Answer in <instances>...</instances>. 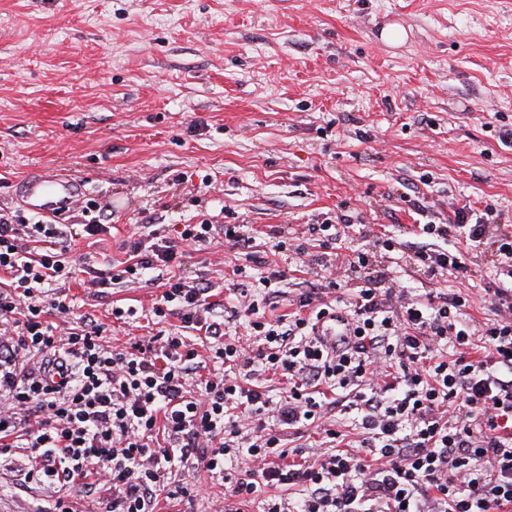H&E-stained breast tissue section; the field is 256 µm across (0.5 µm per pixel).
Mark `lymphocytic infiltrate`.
Listing matches in <instances>:
<instances>
[{
	"label": "lymphocytic infiltrate",
	"instance_id": "1",
	"mask_svg": "<svg viewBox=\"0 0 512 512\" xmlns=\"http://www.w3.org/2000/svg\"><path fill=\"white\" fill-rule=\"evenodd\" d=\"M83 211L90 219L79 226L0 212V449L25 436L27 480L87 494L110 485L111 512H154L175 467L220 477L224 512H245L259 497L262 512H512V232L491 233L496 209L465 206L448 223L419 225L424 244L410 257L427 279L465 278L470 250L490 248L494 316L479 329L462 292L420 301L390 279L380 262L395 248L386 234L348 258L353 287L331 280L328 293L302 292L295 311L269 319L260 307L285 279L274 270L244 309H226L209 284L180 273L188 248L212 234L203 221L175 225L170 237L139 232L124 261L88 268V285L101 289L150 270L166 275L152 312L178 316L183 334L121 351L104 345L93 315L69 322L68 295L47 291L73 277L76 237L110 230L99 202ZM335 313L350 333L329 346L316 325ZM243 315L260 348L228 338ZM190 329L209 338L213 372L203 373ZM269 371L287 383L276 400L250 383ZM345 405L356 411L355 449L322 425L325 410ZM283 426L319 429L328 452L291 459ZM159 429L168 442L150 447ZM239 453L253 467L236 476L226 461Z\"/></svg>",
	"mask_w": 512,
	"mask_h": 512
}]
</instances>
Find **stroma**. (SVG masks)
<instances>
[{"label": "stroma", "instance_id": "stroma-1", "mask_svg": "<svg viewBox=\"0 0 512 512\" xmlns=\"http://www.w3.org/2000/svg\"><path fill=\"white\" fill-rule=\"evenodd\" d=\"M403 29L389 42L388 28ZM512 0H0V209L19 210V184L42 166L82 177L85 197L112 205L113 228L71 245L67 290L76 313L105 327L111 348L176 333L150 310L157 285L97 294L85 265L122 259L141 216L157 230L208 221L218 229L185 272L218 299L265 269L287 271L277 314L319 287L323 248L272 255L279 224L351 218L413 243L417 224L495 205L512 230ZM226 224L256 231L232 250ZM471 280H434L492 317L489 253ZM136 308L116 321L113 306ZM29 451L0 455V512H46L58 487L25 482ZM157 512H220L224 484L173 470Z\"/></svg>", "mask_w": 512, "mask_h": 512}]
</instances>
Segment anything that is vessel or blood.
Instances as JSON below:
<instances>
[{
  "label": "vessel or blood",
  "mask_w": 512,
  "mask_h": 512,
  "mask_svg": "<svg viewBox=\"0 0 512 512\" xmlns=\"http://www.w3.org/2000/svg\"><path fill=\"white\" fill-rule=\"evenodd\" d=\"M83 191L81 179L44 169L23 181L20 198L34 213L58 217L70 210Z\"/></svg>",
  "instance_id": "vessel-or-blood-1"
}]
</instances>
